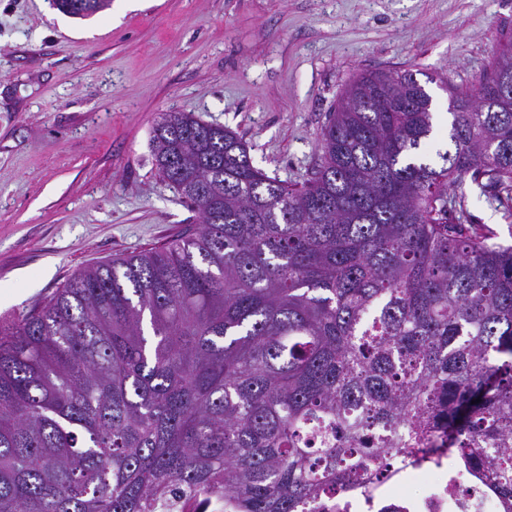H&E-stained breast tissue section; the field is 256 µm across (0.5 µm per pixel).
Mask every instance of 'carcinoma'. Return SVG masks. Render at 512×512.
<instances>
[{
	"mask_svg": "<svg viewBox=\"0 0 512 512\" xmlns=\"http://www.w3.org/2000/svg\"><path fill=\"white\" fill-rule=\"evenodd\" d=\"M505 66L512 36L448 88L439 166L410 70L344 88L301 183L233 130L162 113L155 165L199 227L0 325V512H159L179 487L192 512H303L436 430L512 498V246L457 194L512 199V111H483Z\"/></svg>",
	"mask_w": 512,
	"mask_h": 512,
	"instance_id": "cac0c4a2",
	"label": "carcinoma"
}]
</instances>
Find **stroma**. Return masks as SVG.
I'll list each match as a JSON object with an SVG mask.
<instances>
[{
  "instance_id": "obj_1",
  "label": "stroma",
  "mask_w": 512,
  "mask_h": 512,
  "mask_svg": "<svg viewBox=\"0 0 512 512\" xmlns=\"http://www.w3.org/2000/svg\"><path fill=\"white\" fill-rule=\"evenodd\" d=\"M511 34L512 0H112L84 19L0 0V322L196 229L155 169L162 113L229 128L256 167L301 182L346 84L410 70L433 98L434 155L449 86L474 83ZM464 207L512 244L503 205L475 188Z\"/></svg>"
}]
</instances>
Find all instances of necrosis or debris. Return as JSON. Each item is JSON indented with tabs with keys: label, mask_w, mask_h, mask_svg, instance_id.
I'll list each match as a JSON object with an SVG mask.
<instances>
[{
	"label": "necrosis or debris",
	"mask_w": 512,
	"mask_h": 512,
	"mask_svg": "<svg viewBox=\"0 0 512 512\" xmlns=\"http://www.w3.org/2000/svg\"><path fill=\"white\" fill-rule=\"evenodd\" d=\"M448 450L412 462L372 463L361 484L307 504L304 512H512L493 478L448 465Z\"/></svg>",
	"instance_id": "1"
}]
</instances>
